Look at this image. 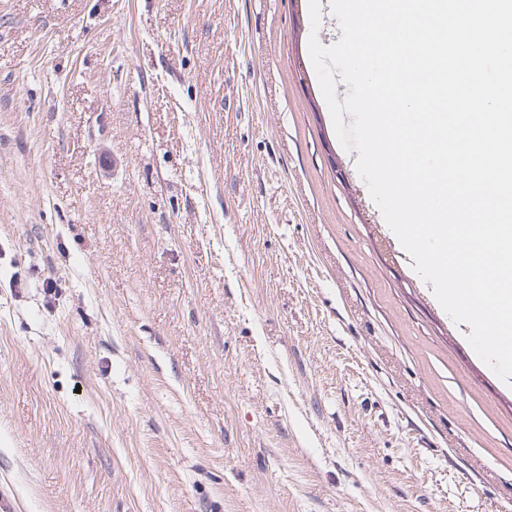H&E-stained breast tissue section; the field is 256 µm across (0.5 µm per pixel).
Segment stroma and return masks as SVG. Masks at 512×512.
<instances>
[{"label": "stroma", "mask_w": 512, "mask_h": 512, "mask_svg": "<svg viewBox=\"0 0 512 512\" xmlns=\"http://www.w3.org/2000/svg\"><path fill=\"white\" fill-rule=\"evenodd\" d=\"M320 7L0 0V512H512V388L340 145Z\"/></svg>", "instance_id": "obj_1"}]
</instances>
